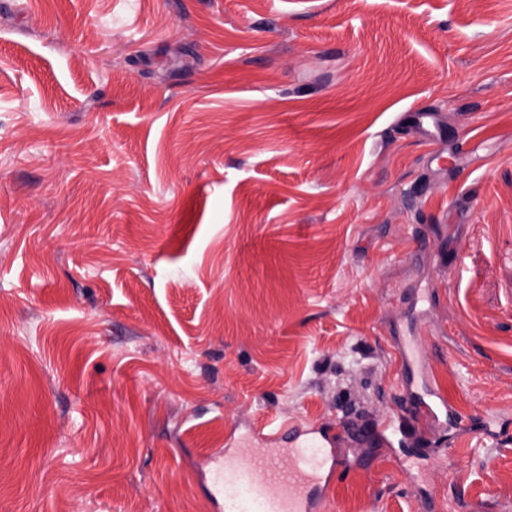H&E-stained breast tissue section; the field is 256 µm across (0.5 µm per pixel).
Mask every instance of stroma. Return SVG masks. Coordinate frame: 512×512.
<instances>
[{
  "mask_svg": "<svg viewBox=\"0 0 512 512\" xmlns=\"http://www.w3.org/2000/svg\"><path fill=\"white\" fill-rule=\"evenodd\" d=\"M275 420L317 512H512V0H0V512H224ZM429 400L416 396L410 401L413 417L421 423L439 420L440 415H454L458 418L457 409L445 393L434 390L428 394ZM288 439L295 464L288 472L278 467L276 448H224V454L209 461L213 496L223 499L225 512H313L321 490L326 494L332 477L342 464L340 435L331 436L313 425L281 424L262 440L273 447ZM271 485L277 491H270Z\"/></svg>",
  "mask_w": 512,
  "mask_h": 512,
  "instance_id": "stroma-1",
  "label": "stroma"
}]
</instances>
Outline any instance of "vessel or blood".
Here are the masks:
<instances>
[{"label": "vessel or blood", "mask_w": 512, "mask_h": 512, "mask_svg": "<svg viewBox=\"0 0 512 512\" xmlns=\"http://www.w3.org/2000/svg\"><path fill=\"white\" fill-rule=\"evenodd\" d=\"M414 418L427 423L440 415L456 414L445 393L410 401ZM289 442L295 464L281 470L275 445ZM263 447L239 444L213 458L209 482L214 497L223 499L224 512H316L320 493L328 492L343 461L337 437L312 425H279L263 436Z\"/></svg>", "instance_id": "b4317fda"}]
</instances>
